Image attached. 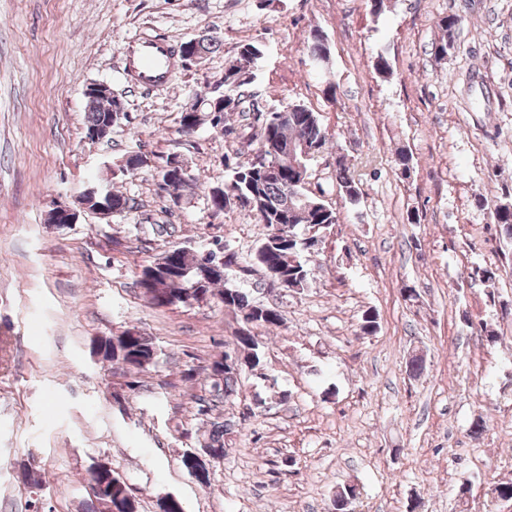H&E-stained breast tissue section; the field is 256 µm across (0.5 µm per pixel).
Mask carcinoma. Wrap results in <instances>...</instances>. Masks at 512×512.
Listing matches in <instances>:
<instances>
[{
    "label": "carcinoma",
    "mask_w": 512,
    "mask_h": 512,
    "mask_svg": "<svg viewBox=\"0 0 512 512\" xmlns=\"http://www.w3.org/2000/svg\"><path fill=\"white\" fill-rule=\"evenodd\" d=\"M458 19L445 16L438 22L443 32L442 38L433 44L437 58L448 54ZM308 52L313 61L327 58L328 48L323 32L314 28L306 40ZM213 47L212 40L199 35L179 46L180 57L187 61L203 59ZM262 50L258 44L250 42L237 47V52L224 68V91L210 97L195 99V103L181 112L182 132H194L204 121L224 136L237 134V129L228 124V117L236 114L247 121L253 130L249 143H257L258 148L245 161H238L229 167L228 181L220 188L222 203L210 202L215 211L237 207L253 214L256 223L262 227L261 237L254 253L256 263L268 270L286 269L291 277L289 285L304 289L308 284V270L303 253L309 249L299 233V229H317L328 232L337 223L336 212L321 199L309 194L303 186L301 167L308 166L298 155L288 152V143L306 139L318 149L326 148L328 132L317 115L302 104L292 105V111H270L262 105L257 95L251 93L249 85L253 77L246 72L243 62L249 61ZM86 100V132L99 130L107 136L112 128L127 120L123 102L115 95L98 97L88 95ZM144 164V156L132 154L125 157L112 169V178L125 176V170ZM161 189L165 192L172 212L181 207L185 188L196 181L193 176L177 181L168 180V172L158 169ZM336 185L346 201L355 205L359 202L358 180L346 158L336 162ZM92 207L107 208L114 215H125L135 209L132 198L119 191L109 196L95 199ZM495 221L499 224L500 235L512 238V206L502 205L495 211ZM283 227L290 239L277 242L274 235L276 226ZM224 252V269L217 273L205 264L202 251L190 247H175L165 255L141 268L143 278L137 284L144 288L149 303L156 308L172 306H192L216 298L239 318L241 329L235 336V343L244 351L251 348L252 329H275L283 324L279 310L261 305L249 298L240 288H231L226 283L228 271L237 265L234 252ZM95 351L105 362L121 365L129 376L144 372L156 363L157 350L152 340L132 330L118 336L105 337L95 344ZM226 354L213 359L205 375L190 367L181 372V380L191 387L199 384L207 388L210 399L208 409L198 408L205 415L219 407V404L240 393L238 375L240 371L224 367ZM211 430L208 438L201 443L199 452L212 451L219 458L226 452L224 436L232 433L234 423L217 415L209 419ZM88 484L92 490L95 512H140L139 501L131 492L127 479L112 470L88 471ZM357 498V489L352 485L338 487L332 503L334 512H349Z\"/></svg>",
    "instance_id": "carcinoma-1"
}]
</instances>
